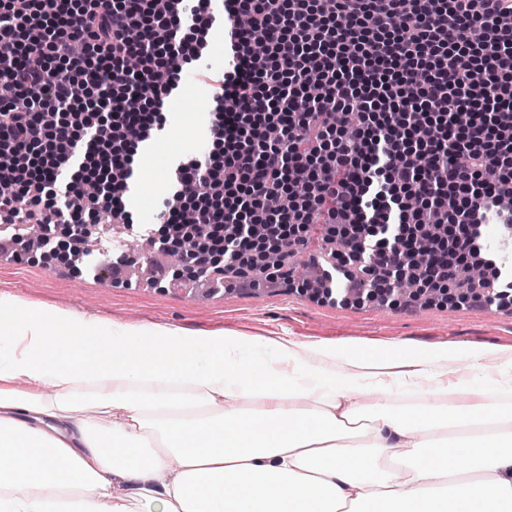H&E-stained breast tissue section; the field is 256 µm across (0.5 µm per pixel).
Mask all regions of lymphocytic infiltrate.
<instances>
[{
    "instance_id": "obj_1",
    "label": "lymphocytic infiltrate",
    "mask_w": 512,
    "mask_h": 512,
    "mask_svg": "<svg viewBox=\"0 0 512 512\" xmlns=\"http://www.w3.org/2000/svg\"><path fill=\"white\" fill-rule=\"evenodd\" d=\"M218 27L229 66L201 75L214 149L178 167L161 249L229 283L256 237L291 224L299 249L347 224L317 292L354 266L391 304L406 277L457 286L484 213L512 224V0H0V223L37 228L39 248L58 218L78 248L88 225L128 223L138 146Z\"/></svg>"
}]
</instances>
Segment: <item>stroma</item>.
Here are the masks:
<instances>
[{
	"mask_svg": "<svg viewBox=\"0 0 512 512\" xmlns=\"http://www.w3.org/2000/svg\"><path fill=\"white\" fill-rule=\"evenodd\" d=\"M197 72L186 71L184 92L168 116L169 131L155 143V155L137 158V182L126 209L133 223L157 225L163 201L174 188L169 162L205 158L208 148H195L201 119L210 112L209 89ZM95 257L121 264L117 276L88 273L81 263L45 262L10 228L0 229V295L19 297L24 306L71 309L123 325L161 324L196 331L224 330L266 345L282 337L303 347L309 363H318L315 346L363 343L395 347L404 353L453 347L485 352L480 369L452 373L439 366L445 385L470 382L491 390L493 382L512 363V302L473 307L437 296L402 298L397 304L350 302L337 305L303 286L314 271L299 262L296 278L264 283L258 288L219 292L201 278H190L159 254L163 276H156L146 251L137 247L122 224L92 227L85 244ZM361 396L375 408L398 413L414 401L410 390L389 378L370 381Z\"/></svg>",
	"mask_w": 512,
	"mask_h": 512,
	"instance_id": "stroma-1",
	"label": "stroma"
}]
</instances>
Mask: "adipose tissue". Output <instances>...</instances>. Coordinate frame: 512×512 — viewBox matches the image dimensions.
<instances>
[{"instance_id":"ef3b65f1","label":"adipose tissue","mask_w":512,"mask_h":512,"mask_svg":"<svg viewBox=\"0 0 512 512\" xmlns=\"http://www.w3.org/2000/svg\"><path fill=\"white\" fill-rule=\"evenodd\" d=\"M0 297V512H512V427L446 397L457 350L127 327ZM421 392L394 416L354 399ZM361 394V395H360ZM353 397L366 399L375 408L393 414L401 412L407 405L415 401L411 391L390 378L370 381L366 388L355 392Z\"/></svg>"}]
</instances>
